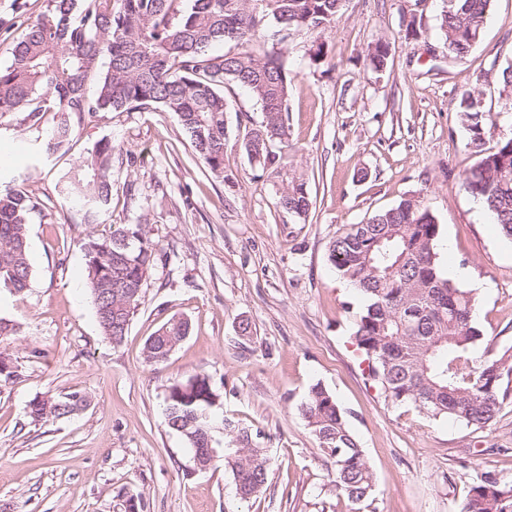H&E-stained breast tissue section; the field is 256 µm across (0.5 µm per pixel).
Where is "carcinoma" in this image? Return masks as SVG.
<instances>
[{
  "instance_id": "obj_1",
  "label": "carcinoma",
  "mask_w": 512,
  "mask_h": 512,
  "mask_svg": "<svg viewBox=\"0 0 512 512\" xmlns=\"http://www.w3.org/2000/svg\"><path fill=\"white\" fill-rule=\"evenodd\" d=\"M51 0L46 12L27 23L15 41L8 66L0 69V117L26 113L40 125L48 112L58 116L45 143L51 156L67 149L72 118L98 112H131L150 105L177 115L182 132L210 171L224 176L226 123L224 83L247 88L262 110V121L247 138L256 162L277 171L288 147L286 112L291 79L275 50L259 52L254 42L274 23L285 29L324 31L333 27L344 0ZM492 0H443L439 29L448 57L467 55L480 41ZM219 43L240 47L214 54ZM389 45L368 53L370 66L383 70ZM107 67L99 69V61ZM457 114L469 132V145L481 154L466 179L481 185L479 202L501 234L512 240V138L493 152L482 145L491 115L479 96L463 93ZM112 142L101 140L61 177L58 192L81 205L87 223L112 206ZM291 216L306 217L312 199L304 179L293 178L279 197ZM39 203L21 186L0 193V286L27 289L32 270L27 226ZM440 227L418 199L406 198L364 224H351L329 246L336 273L362 293L354 341L368 379L396 404L411 403L433 418H451L469 428L492 425L512 397V355L482 349L485 335L475 321L478 289L457 286L445 274L436 251ZM86 286L102 334L120 344L144 298L157 245L142 225L124 224L109 236L84 243ZM190 324L173 317L144 347L152 365L165 363L189 335ZM86 395L35 397L28 405L34 423L73 415L75 400ZM218 395L206 376L170 383L164 396L165 422L191 452L211 421ZM301 415L331 465L336 493L355 505L375 493L373 472L351 432L347 413L321 384L312 386ZM224 466L238 494L249 499L264 490L273 466L265 448L231 437ZM460 512H512V480L484 472L470 488Z\"/></svg>"
}]
</instances>
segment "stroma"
I'll list each match as a JSON object with an SVG mask.
<instances>
[{"label": "stroma", "instance_id": "obj_1", "mask_svg": "<svg viewBox=\"0 0 512 512\" xmlns=\"http://www.w3.org/2000/svg\"><path fill=\"white\" fill-rule=\"evenodd\" d=\"M442 0H345L324 32L266 37L292 83L291 148L280 174L250 162L243 138L261 106L228 82L224 175L194 154L177 117L156 106L100 112L75 125L67 153L45 157L50 125L23 113L0 118V189L25 177L41 211L28 226L33 277L14 294L0 287V317L21 327L6 346L18 375L0 382V512H121L122 490L142 495L141 512H460L485 471L512 479V402L474 430L395 404L364 375L353 318L358 295L328 262L347 225L414 197L440 225L444 268L480 284L478 322L491 354L512 349V242L468 190L479 156L456 104L479 92L493 123L484 151L512 138V0H492L480 43L449 58L438 27ZM415 21L417 35L406 32ZM390 45L384 71L367 54ZM320 60H313L315 50ZM111 140L112 209L98 223L66 203L56 184L100 140ZM303 177L313 205L306 219L278 199ZM122 224L143 225L165 252L121 345L98 325L85 286L83 244ZM191 331L160 366L146 340L172 317ZM249 322L252 333L239 332ZM206 374L224 415L274 460L262 493L242 499L222 458L195 470L183 439L165 424L167 385ZM322 384L346 411L372 468L375 495L355 509L338 496L330 465L299 408ZM84 392L88 407L46 425L32 423L38 394Z\"/></svg>", "mask_w": 512, "mask_h": 512}]
</instances>
